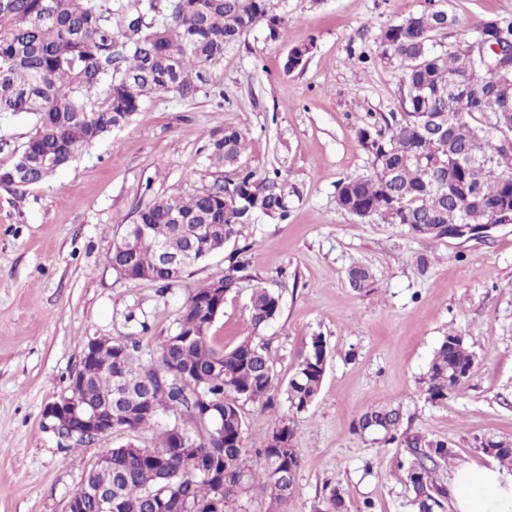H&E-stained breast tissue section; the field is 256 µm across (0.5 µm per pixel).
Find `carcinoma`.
Segmentation results:
<instances>
[{
    "instance_id": "1",
    "label": "carcinoma",
    "mask_w": 512,
    "mask_h": 512,
    "mask_svg": "<svg viewBox=\"0 0 512 512\" xmlns=\"http://www.w3.org/2000/svg\"><path fill=\"white\" fill-rule=\"evenodd\" d=\"M438 10L410 13L381 31L383 56L400 72L401 107L385 126L361 128L359 139L373 155L369 175H350L337 187L336 202L362 217L378 216L386 224H404L418 239L444 237L445 224L487 223L504 203H512V71L492 75L480 68L472 43L437 45V34L456 23ZM267 22L270 37H279L285 19L271 0H132L118 12L112 0H0V113L30 114L35 124L0 166V186L17 194L38 185L75 159L79 151L112 132L123 115L140 111L144 101L168 93L182 99L218 88L224 48L246 37L254 23ZM471 87L462 115L448 87V77ZM430 112H444L451 122L448 142L429 137L423 123ZM480 115L479 124L472 123ZM477 148L482 162L459 165L457 158ZM245 134L233 127L214 138L206 158L232 172L224 182V199L213 183L190 194H177L180 214L188 224H209L207 246L217 249L239 236L255 212L285 215L286 193L280 182L257 175L242 162ZM396 172L387 179L384 172ZM165 197L138 211L136 222L148 225L144 235L130 234L113 242L112 270L137 282L156 263L159 244L173 241ZM249 263L237 258L224 272V294L247 277ZM349 285L373 287L366 265L347 270ZM210 284L190 290L165 337L155 362L143 364L139 345L115 339L101 353L89 378L87 397L96 403L118 390L127 394L112 405L121 412L114 433H140L161 427L157 443L145 448L129 441L103 448L97 456L112 463L110 471L91 469L72 495H85L86 485L112 482V497L121 512H198L219 495L224 512H247L243 498L259 489L285 506L292 497L301 458L295 429L285 422L267 431L259 448L245 447L244 406L267 404L283 395L288 412H304L317 398L326 373L327 345L311 338L306 354L289 377L279 381L265 344L248 337L230 349L218 347L212 333L181 336L187 327L206 321L204 305ZM280 311L279 296L263 286L253 288L250 317L258 328ZM475 356L459 332H450L435 349L420 391L429 402L443 403L472 376ZM399 407L375 406L355 423V430L380 432L397 439ZM224 422V434L214 422ZM178 426L191 451L174 454L171 426ZM409 458L399 464L412 491L417 512H437L448 501L445 485L434 476L453 455L443 440L404 435ZM478 448L512 466V442L484 438Z\"/></svg>"
}]
</instances>
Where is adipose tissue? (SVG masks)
I'll return each mask as SVG.
<instances>
[{
  "label": "adipose tissue",
  "mask_w": 512,
  "mask_h": 512,
  "mask_svg": "<svg viewBox=\"0 0 512 512\" xmlns=\"http://www.w3.org/2000/svg\"><path fill=\"white\" fill-rule=\"evenodd\" d=\"M448 512H512V475L468 463L448 479Z\"/></svg>",
  "instance_id": "1"
}]
</instances>
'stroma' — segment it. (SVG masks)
Listing matches in <instances>:
<instances>
[{
  "instance_id": "35a3bbf8",
  "label": "stroma",
  "mask_w": 512,
  "mask_h": 512,
  "mask_svg": "<svg viewBox=\"0 0 512 512\" xmlns=\"http://www.w3.org/2000/svg\"><path fill=\"white\" fill-rule=\"evenodd\" d=\"M274 2L284 35L271 39L262 20L226 49L223 96L156 95L44 183L22 194L0 188V512H67L99 449L125 443L114 433L69 447L44 424L88 339L130 336L143 361L157 360L188 288L223 277L242 247L250 277L227 295L216 343L259 335L283 380L312 337L323 336L329 352L307 411L289 415L280 395L270 407L244 408L251 448L280 418L292 419L301 467L288 512H324L335 486L344 512H412L398 478L406 448L354 429L374 405H399L402 431L448 441L458 462L493 465L479 441H512V224L482 238L423 240L336 204L340 180L372 168L358 128L401 110L381 31L409 12L444 10L457 19L444 33L450 43L482 20L512 19V0ZM297 45L310 52L286 71ZM228 126L245 133L252 169L278 170L287 217L255 215L222 252L187 270L184 287L120 279L109 253L140 208L228 177L203 152ZM355 263L374 271L371 291L348 285ZM257 284L280 297L277 319L259 330L250 320ZM451 331L464 334L477 362L465 385L433 404L419 380Z\"/></svg>"
}]
</instances>
